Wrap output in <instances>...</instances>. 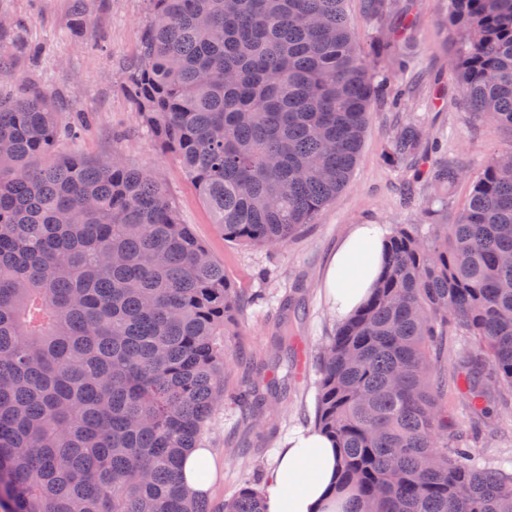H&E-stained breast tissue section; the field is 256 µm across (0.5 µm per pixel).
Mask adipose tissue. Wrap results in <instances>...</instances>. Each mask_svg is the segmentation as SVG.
Returning a JSON list of instances; mask_svg holds the SVG:
<instances>
[{
    "mask_svg": "<svg viewBox=\"0 0 512 512\" xmlns=\"http://www.w3.org/2000/svg\"><path fill=\"white\" fill-rule=\"evenodd\" d=\"M385 231L357 224L339 244L325 285L338 317L351 315L369 296L383 264ZM336 452L321 431L299 430L286 441L266 480V512H346L353 495L331 494Z\"/></svg>",
    "mask_w": 512,
    "mask_h": 512,
    "instance_id": "ef3b65f1",
    "label": "adipose tissue"
}]
</instances>
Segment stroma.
<instances>
[{
  "mask_svg": "<svg viewBox=\"0 0 512 512\" xmlns=\"http://www.w3.org/2000/svg\"><path fill=\"white\" fill-rule=\"evenodd\" d=\"M77 1L87 19L81 28L73 24ZM363 6V0L347 3L367 53L380 38L394 34L399 17L371 19ZM400 6L414 22L413 38L401 44L399 55L372 62L384 91L372 105L346 187L312 224L273 250L225 241L177 156L162 151L142 126L128 77L149 19L147 0H0V14L15 23L4 34L12 45L15 84L48 93L64 122L82 125L65 152L105 162L117 150L129 165L154 171L181 222L191 226L245 297L242 315L224 338L227 397L201 436L218 467L208 493L213 505L247 485L263 489L288 435L315 424L320 350L339 324L323 278L352 225L382 224L391 231L415 224L427 234L421 209L429 205L440 217L455 219L487 161L512 148V129L472 112L462 95L451 67L456 36L447 27L448 0H401ZM412 122L440 138L437 160L461 167L463 177L454 187L432 188L391 160L394 138ZM477 351L465 331L449 326L440 362V411L466 445L489 457L512 453V397L490 400L485 417L471 412L458 369ZM283 376L288 382L282 394L268 397L256 418L235 402V394L248 385Z\"/></svg>",
  "mask_w": 512,
  "mask_h": 512,
  "instance_id": "obj_1",
  "label": "stroma"
}]
</instances>
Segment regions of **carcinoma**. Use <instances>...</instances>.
<instances>
[{
	"label": "carcinoma",
	"instance_id": "1",
	"mask_svg": "<svg viewBox=\"0 0 512 512\" xmlns=\"http://www.w3.org/2000/svg\"><path fill=\"white\" fill-rule=\"evenodd\" d=\"M129 92L224 240L280 248L346 186L379 93L346 0H149ZM474 112L512 128V0H448ZM45 93L0 96V512L220 508L182 464L224 402V335L242 293L159 178L64 156ZM415 125L392 158L416 167ZM417 175L446 188L452 162ZM395 228L374 291L325 345L316 424L349 512H512V458L455 447L435 397L438 337L462 325L512 388V165L492 160L455 223ZM470 361V405L487 414Z\"/></svg>",
	"mask_w": 512,
	"mask_h": 512
}]
</instances>
